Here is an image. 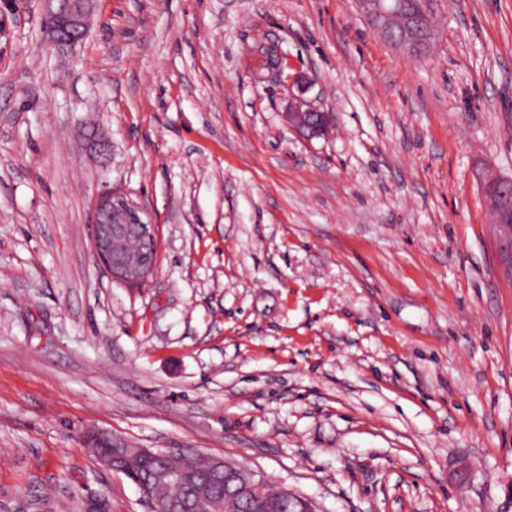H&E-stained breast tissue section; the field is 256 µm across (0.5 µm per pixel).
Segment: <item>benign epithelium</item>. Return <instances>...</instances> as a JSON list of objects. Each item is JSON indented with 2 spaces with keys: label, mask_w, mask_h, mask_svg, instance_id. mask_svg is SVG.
Segmentation results:
<instances>
[{
  "label": "benign epithelium",
  "mask_w": 512,
  "mask_h": 512,
  "mask_svg": "<svg viewBox=\"0 0 512 512\" xmlns=\"http://www.w3.org/2000/svg\"><path fill=\"white\" fill-rule=\"evenodd\" d=\"M369 27L394 49L411 57L422 54L419 25L400 0H357ZM41 27L45 42L59 52L68 51L82 42L95 12L96 0H39ZM288 121L305 139L325 136L332 115L304 99H298ZM487 197L497 210L495 224L501 251L507 256L506 265L512 271V179L494 178L484 183ZM134 237L137 251L129 253L126 241ZM93 248L112 279L128 286L144 284L155 269L150 257L157 253L155 224L144 219L143 208L128 195L108 191L95 203L92 225ZM99 461L115 472L130 478L136 463L158 456L171 459L153 471L151 479L138 484L149 498L154 512H241L245 505L259 501L265 482L243 466L220 457L205 459L193 450L165 452L150 448H135L112 433L94 429L84 436ZM177 486L186 492L161 499L154 495L159 486ZM281 501L293 512H315L312 503L295 492L278 490ZM106 497L91 494L84 498L85 512H109Z\"/></svg>",
  "instance_id": "obj_1"
}]
</instances>
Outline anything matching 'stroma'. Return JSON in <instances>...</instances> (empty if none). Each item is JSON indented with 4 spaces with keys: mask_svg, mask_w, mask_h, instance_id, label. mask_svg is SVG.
I'll list each match as a JSON object with an SVG mask.
<instances>
[{
    "mask_svg": "<svg viewBox=\"0 0 512 512\" xmlns=\"http://www.w3.org/2000/svg\"><path fill=\"white\" fill-rule=\"evenodd\" d=\"M435 16L420 59L355 0H98L67 53L37 8L9 18L0 512H151L93 428L316 512H512V277L483 190L512 178V0ZM298 74L326 137L284 118ZM113 189L156 228L138 288L93 250ZM265 491L267 493L268 500H275L278 494V497L282 502L288 503V506L294 509L292 510L293 512H315V509L309 500L298 496L295 492L288 490V488H280L277 493V491L271 490L267 486Z\"/></svg>",
    "mask_w": 512,
    "mask_h": 512,
    "instance_id": "stroma-1",
    "label": "stroma"
}]
</instances>
